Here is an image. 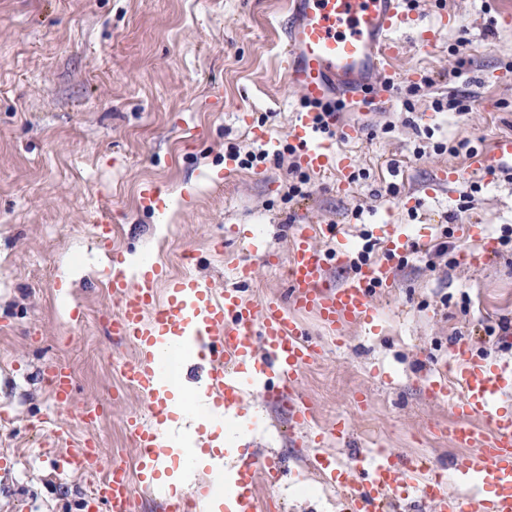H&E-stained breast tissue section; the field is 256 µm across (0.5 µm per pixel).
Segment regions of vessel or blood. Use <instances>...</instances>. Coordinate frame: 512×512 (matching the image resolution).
I'll return each mask as SVG.
<instances>
[{
  "label": "vessel or blood",
  "mask_w": 512,
  "mask_h": 512,
  "mask_svg": "<svg viewBox=\"0 0 512 512\" xmlns=\"http://www.w3.org/2000/svg\"><path fill=\"white\" fill-rule=\"evenodd\" d=\"M415 25L401 0H290L284 68L289 85L308 105L289 131L301 168L314 174L350 169L352 156L339 153L333 141L320 137V125L310 108L342 101V108L332 106L327 121L340 128L343 137L357 139L361 127L345 121L344 112L363 111L368 103L385 98L395 81L393 63L403 52L398 35ZM486 170L512 174V135L496 138L467 167L449 169L439 179L455 183ZM318 233L336 236L329 224L291 225V251L284 264L287 293L255 303L240 290L254 277L249 260L236 264V286L215 288L184 278L172 283L161 302L152 276L134 282L124 271L113 270L109 286L119 309L112 333L137 349L122 376L149 400L151 416L126 419L138 451L137 465L131 469L124 462H113L108 476L94 489L95 506L105 512H134L136 485H153L166 443L162 426L169 413L158 380L161 363L172 349L190 347L203 356L209 365L208 396L224 411L239 409L244 394L258 387L268 396L289 395L297 429L316 426L310 405L299 392V381L304 370L320 359L322 346L298 319V312L314 313L325 328L340 336L349 324L371 314L376 289L393 285L390 268L374 263L361 266L340 285L328 286L324 275L329 260L343 264L347 258L343 249L330 253L318 248L314 243ZM49 379L58 406L66 407L73 394L68 369L56 368ZM506 381L504 374L488 369L483 359L463 349L448 373L425 380L432 397L458 391L450 432L458 446L470 450L464 469L492 487L494 495L489 499L466 504L449 497L446 483L424 472L410 456L386 452L358 456L340 469L335 458L317 454L310 465L337 479L351 512H512V414L500 413L496 407ZM477 419L483 429H475ZM260 468L274 483L283 482L286 470L279 458L242 460L226 512H264L266 505L255 489Z\"/></svg>",
  "instance_id": "b4317fda"
}]
</instances>
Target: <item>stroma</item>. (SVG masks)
Returning <instances> with one entry per match:
<instances>
[{
    "label": "stroma",
    "instance_id": "obj_1",
    "mask_svg": "<svg viewBox=\"0 0 512 512\" xmlns=\"http://www.w3.org/2000/svg\"><path fill=\"white\" fill-rule=\"evenodd\" d=\"M445 10L457 25L424 48L401 34L407 49L387 100L358 116L357 140L337 138L354 159L351 192L339 193L329 173L292 198L286 146L304 102L282 67L288 0H0V406L9 413L0 512H87L113 459L136 464L124 421L149 416L150 405L121 376L135 350L111 332L113 265L133 279L159 271L161 295L187 272L223 288L248 243L286 258L287 229L301 223L341 231L350 262L329 263V286L353 273L369 242L370 262L389 261L394 278L375 294L372 318L343 339L315 314H298L323 345L300 390L319 424L348 419L353 442L300 441L288 399L253 390L239 415L247 436L225 442V474L239 451L273 452L291 478L271 487L260 471L256 485L277 512H344L338 497L311 493L309 455L344 465L389 448L446 465L451 496L487 494L448 433L450 403L430 397L424 381L452 362L458 341L488 365L512 363V177L438 182L442 169L467 165L459 144L481 150L512 135V25L499 19L512 0H418L412 14L427 28ZM452 95L468 111L436 109ZM254 125L274 150L253 141ZM261 151L264 162L241 167L239 155ZM146 184L160 188L158 202L142 200ZM106 203L112 230L102 242L94 220ZM386 224L426 237V247L386 259ZM460 224L476 225L477 236L460 237ZM482 234L498 240L495 257L462 264ZM59 364L74 379L65 409L44 380ZM90 409L99 419L88 429L79 415ZM47 418L68 433L69 449L95 442L98 472L62 468L67 449L44 446L39 432Z\"/></svg>",
    "mask_w": 512,
    "mask_h": 512
}]
</instances>
